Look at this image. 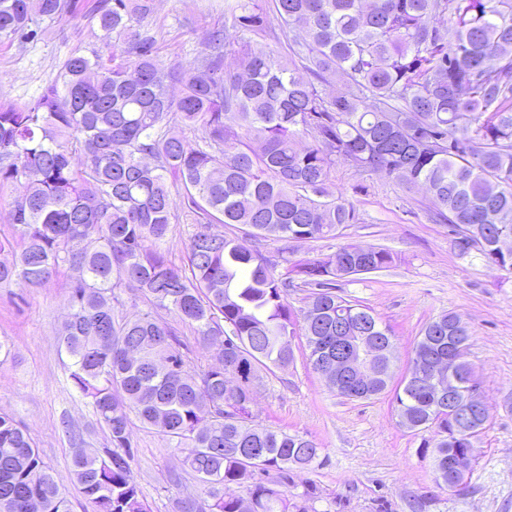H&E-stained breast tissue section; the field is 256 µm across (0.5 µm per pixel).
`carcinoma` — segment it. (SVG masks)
<instances>
[{
  "instance_id": "obj_1",
  "label": "carcinoma",
  "mask_w": 512,
  "mask_h": 512,
  "mask_svg": "<svg viewBox=\"0 0 512 512\" xmlns=\"http://www.w3.org/2000/svg\"><path fill=\"white\" fill-rule=\"evenodd\" d=\"M155 0H95L86 14L103 50L74 53L34 101L0 104V190L15 192L13 235L0 237V288H41L73 272L60 343L70 378L105 427L97 457H72L79 492L97 512H150L130 468L132 419L182 450L205 498L175 512H314L318 487L288 490L321 449L254 423L260 371L291 364L305 338L314 371L336 352V325L392 330L336 294V280L390 267L384 248L342 245L274 274L214 227L242 224L273 240L335 238L358 221L327 192L336 161L422 188L431 220L458 256L512 270V0H274L288 59L226 31L259 33L247 0H224V30L193 63L164 64L147 29ZM77 0H0V41L35 38L75 17ZM445 18L449 25L436 23ZM340 78L345 91L332 88ZM199 133L193 145L185 131ZM195 216L188 269L162 249L180 214ZM299 279L307 305L288 303ZM134 285L147 309L129 317L114 289ZM216 343L192 365L159 310ZM454 312L421 331L414 356L453 348L475 383ZM400 423L423 442L436 481L483 429L457 427L424 375L395 390ZM235 483L248 496L227 497ZM70 512L27 426L0 412V512Z\"/></svg>"
}]
</instances>
